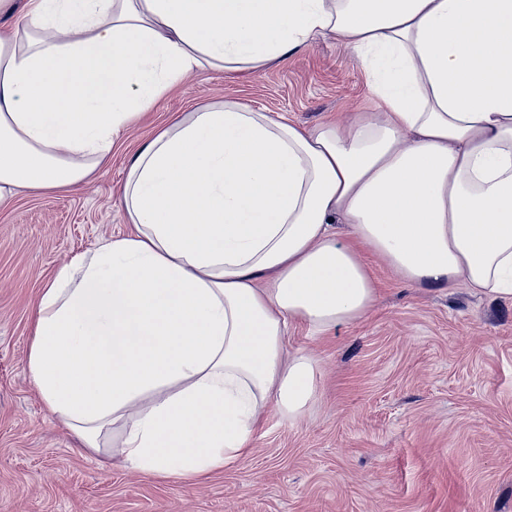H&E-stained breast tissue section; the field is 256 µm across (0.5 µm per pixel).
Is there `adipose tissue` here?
<instances>
[{
	"label": "adipose tissue",
	"instance_id": "obj_1",
	"mask_svg": "<svg viewBox=\"0 0 512 512\" xmlns=\"http://www.w3.org/2000/svg\"><path fill=\"white\" fill-rule=\"evenodd\" d=\"M0 207L105 165L185 75L348 47L378 114L307 129L239 102L159 127L131 233L40 292L28 370L79 447L158 478L249 455L318 399L287 329L360 319L369 249L409 285L512 296V0H0ZM267 287H259V279Z\"/></svg>",
	"mask_w": 512,
	"mask_h": 512
}]
</instances>
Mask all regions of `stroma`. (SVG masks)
Returning <instances> with one entry per match:
<instances>
[{
	"label": "stroma",
	"mask_w": 512,
	"mask_h": 512,
	"mask_svg": "<svg viewBox=\"0 0 512 512\" xmlns=\"http://www.w3.org/2000/svg\"><path fill=\"white\" fill-rule=\"evenodd\" d=\"M224 101L305 128L375 109L364 69L329 39L240 75L193 73L88 182L0 208V512H512V297L412 288L369 252L380 292L361 319L288 331V348L319 364L311 414L271 410L251 454L206 480L102 465L49 411L28 371L38 294L59 266L128 232L117 193L137 145Z\"/></svg>",
	"instance_id": "1"
}]
</instances>
